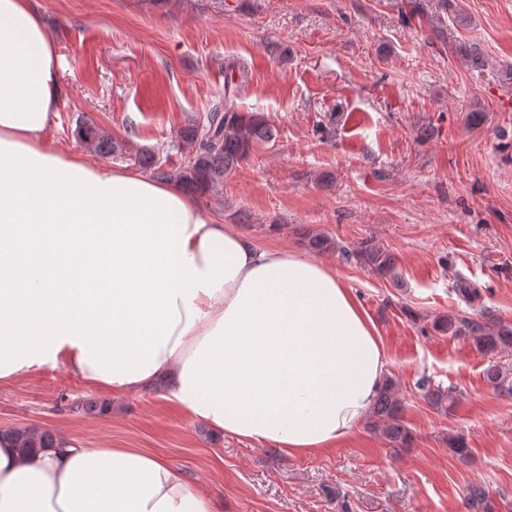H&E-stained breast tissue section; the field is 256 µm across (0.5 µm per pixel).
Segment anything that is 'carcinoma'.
<instances>
[{
    "label": "carcinoma",
    "instance_id": "carcinoma-1",
    "mask_svg": "<svg viewBox=\"0 0 512 512\" xmlns=\"http://www.w3.org/2000/svg\"><path fill=\"white\" fill-rule=\"evenodd\" d=\"M403 4L410 7L409 14L429 17L430 24L439 34L448 9H457L451 0H429V12L421 0H403ZM77 136L88 150L97 155L129 161L157 179L205 193L248 161L257 145L272 141L274 129L261 113L234 112L219 102L215 103L203 116L188 120L176 133L174 147L189 146L192 149V154L184 157L181 163L170 161L168 156L161 157L150 147L138 146L128 140L119 141L86 117L79 121ZM312 246L318 250L334 248L344 260L353 259L371 272L389 279L394 287H400L401 276L394 255L376 242H364L357 252L327 238L312 241ZM432 330L470 339L485 355L512 348V325L496 321L485 311L469 313L460 310L441 316L433 321ZM485 378L492 387L512 393V376L497 366L489 365ZM417 389L422 399L436 409L451 405L455 398L453 387L445 388L428 379L418 382ZM403 409L399 380L388 374L369 414L368 426L394 448H404L411 442L410 431L403 421ZM10 433L15 436L18 449L23 453L32 448L55 447L56 434L48 430L12 429ZM465 504L468 512H496L497 509L489 494L477 486L469 490Z\"/></svg>",
    "mask_w": 512,
    "mask_h": 512
}]
</instances>
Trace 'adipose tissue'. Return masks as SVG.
I'll return each mask as SVG.
<instances>
[{
  "instance_id": "adipose-tissue-1",
  "label": "adipose tissue",
  "mask_w": 512,
  "mask_h": 512,
  "mask_svg": "<svg viewBox=\"0 0 512 512\" xmlns=\"http://www.w3.org/2000/svg\"><path fill=\"white\" fill-rule=\"evenodd\" d=\"M32 0H0V382L64 366L167 400L220 436L337 446L386 374L375 326L328 266L259 250L195 195L48 140L63 95ZM0 512H216L136 448L19 455L0 432Z\"/></svg>"
}]
</instances>
